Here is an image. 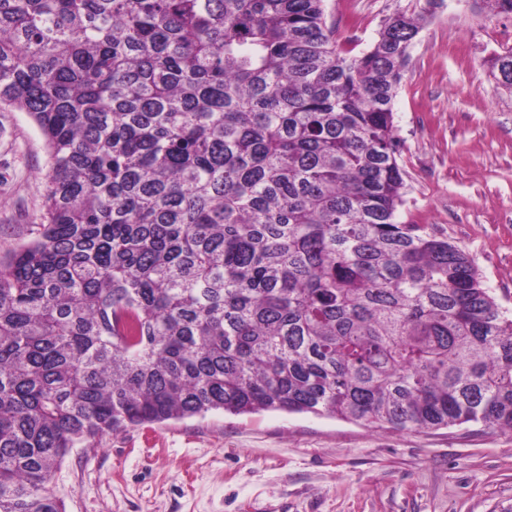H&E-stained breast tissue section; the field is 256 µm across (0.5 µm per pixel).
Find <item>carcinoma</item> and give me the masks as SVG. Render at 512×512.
Returning <instances> with one entry per match:
<instances>
[{
    "instance_id": "carcinoma-1",
    "label": "carcinoma",
    "mask_w": 512,
    "mask_h": 512,
    "mask_svg": "<svg viewBox=\"0 0 512 512\" xmlns=\"http://www.w3.org/2000/svg\"><path fill=\"white\" fill-rule=\"evenodd\" d=\"M421 18L346 55L325 0H0V105L49 168L0 256V512L71 450L213 411L512 430V317L404 224ZM512 89V52L487 61Z\"/></svg>"
}]
</instances>
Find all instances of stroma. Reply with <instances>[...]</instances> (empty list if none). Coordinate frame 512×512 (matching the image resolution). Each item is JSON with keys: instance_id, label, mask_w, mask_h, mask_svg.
I'll return each instance as SVG.
<instances>
[{"instance_id": "35a3bbf8", "label": "stroma", "mask_w": 512, "mask_h": 512, "mask_svg": "<svg viewBox=\"0 0 512 512\" xmlns=\"http://www.w3.org/2000/svg\"><path fill=\"white\" fill-rule=\"evenodd\" d=\"M421 13L393 112L405 204L473 260L512 316V91L484 61L512 49V18L473 0H326L338 44L367 51L384 20ZM48 152L0 106V255L30 240ZM51 489L65 512H512V432L481 425L381 431L311 413L211 412L75 448Z\"/></svg>"}]
</instances>
